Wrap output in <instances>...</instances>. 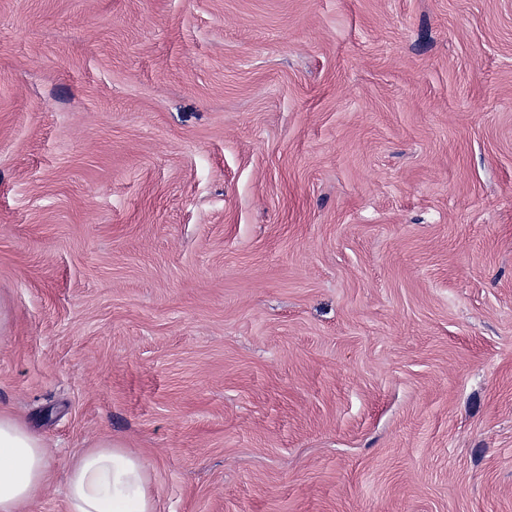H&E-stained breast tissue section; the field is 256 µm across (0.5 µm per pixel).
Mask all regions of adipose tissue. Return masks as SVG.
<instances>
[{
	"label": "adipose tissue",
	"mask_w": 512,
	"mask_h": 512,
	"mask_svg": "<svg viewBox=\"0 0 512 512\" xmlns=\"http://www.w3.org/2000/svg\"><path fill=\"white\" fill-rule=\"evenodd\" d=\"M65 470L66 512H154L151 470L119 441H96L71 456ZM52 479L47 441L0 408V512H27Z\"/></svg>",
	"instance_id": "obj_1"
}]
</instances>
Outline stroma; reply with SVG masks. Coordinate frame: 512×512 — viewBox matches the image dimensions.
Wrapping results in <instances>:
<instances>
[{
	"mask_svg": "<svg viewBox=\"0 0 512 512\" xmlns=\"http://www.w3.org/2000/svg\"><path fill=\"white\" fill-rule=\"evenodd\" d=\"M0 304L29 512H512V0H0ZM67 512H154L152 473L138 453L105 438L66 463Z\"/></svg>",
	"mask_w": 512,
	"mask_h": 512,
	"instance_id": "obj_1",
	"label": "stroma"
}]
</instances>
